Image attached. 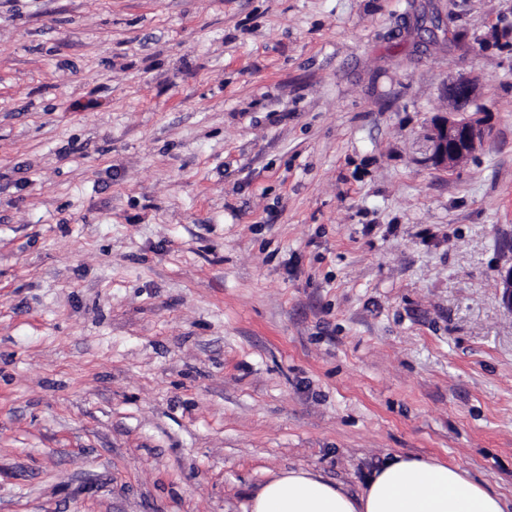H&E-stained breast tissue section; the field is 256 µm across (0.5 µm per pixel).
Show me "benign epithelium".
<instances>
[{
  "label": "benign epithelium",
  "instance_id": "7a95c632",
  "mask_svg": "<svg viewBox=\"0 0 512 512\" xmlns=\"http://www.w3.org/2000/svg\"><path fill=\"white\" fill-rule=\"evenodd\" d=\"M450 110L435 116L428 128L427 150L418 163L449 171L468 160L489 130L487 119L469 114L478 96L476 80L460 74L448 82ZM500 299L512 314V261L500 271Z\"/></svg>",
  "mask_w": 512,
  "mask_h": 512
}]
</instances>
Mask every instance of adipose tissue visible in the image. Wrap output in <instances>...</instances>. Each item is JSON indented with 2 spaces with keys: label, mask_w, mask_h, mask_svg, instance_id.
Segmentation results:
<instances>
[{
  "label": "adipose tissue",
  "mask_w": 512,
  "mask_h": 512,
  "mask_svg": "<svg viewBox=\"0 0 512 512\" xmlns=\"http://www.w3.org/2000/svg\"><path fill=\"white\" fill-rule=\"evenodd\" d=\"M250 512H505L498 494L460 467L397 455L366 479L360 496L311 471L273 475L251 499Z\"/></svg>",
  "instance_id": "adipose-tissue-1"
}]
</instances>
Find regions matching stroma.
Wrapping results in <instances>:
<instances>
[{
    "label": "stroma",
    "instance_id": "obj_1",
    "mask_svg": "<svg viewBox=\"0 0 512 512\" xmlns=\"http://www.w3.org/2000/svg\"><path fill=\"white\" fill-rule=\"evenodd\" d=\"M511 258L512 0H0V512L394 454L512 512ZM450 110L436 115L428 128L427 150L417 162L437 171H449L468 160L489 130L487 119L467 115L478 96L476 80L460 74L448 82Z\"/></svg>",
    "mask_w": 512,
    "mask_h": 512
}]
</instances>
